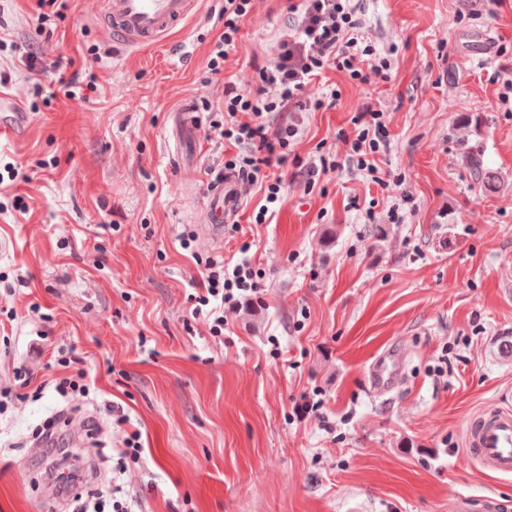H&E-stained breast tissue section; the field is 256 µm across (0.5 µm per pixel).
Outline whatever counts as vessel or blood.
<instances>
[{
  "label": "vessel or blood",
  "mask_w": 512,
  "mask_h": 512,
  "mask_svg": "<svg viewBox=\"0 0 512 512\" xmlns=\"http://www.w3.org/2000/svg\"><path fill=\"white\" fill-rule=\"evenodd\" d=\"M194 0H107L106 25L114 43L143 47L162 43L170 29L194 9ZM228 186L219 184L209 194L210 235L224 228L233 202ZM402 353L389 348L380 353L369 367L373 390L391 391L398 380ZM468 454L496 474H512V413L498 409L486 411L467 427Z\"/></svg>",
  "instance_id": "b4317fda"
}]
</instances>
